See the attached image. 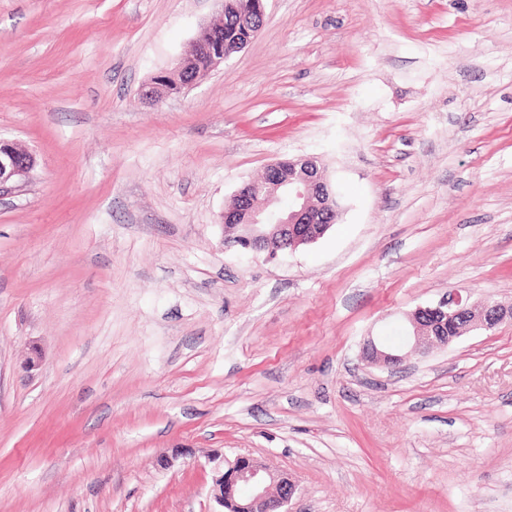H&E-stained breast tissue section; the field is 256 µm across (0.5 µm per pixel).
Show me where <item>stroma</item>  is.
Here are the masks:
<instances>
[{"label": "stroma", "mask_w": 512, "mask_h": 512, "mask_svg": "<svg viewBox=\"0 0 512 512\" xmlns=\"http://www.w3.org/2000/svg\"><path fill=\"white\" fill-rule=\"evenodd\" d=\"M221 15L0 0V137L37 157L0 197V512H218L214 454L288 472V512H512V322L361 358L448 290L512 303V0H267L145 103ZM296 157L335 224L226 248L237 188ZM246 4L253 7L250 13V19L246 20V23L241 21L238 13L227 11L224 12L223 30L219 25L214 24L203 27L199 35L186 45L181 56L176 60L173 66L162 72V74L150 84L151 86H149L148 89L143 90L142 99L149 103L154 102L158 98L159 93L163 90H165L167 95H172V85L179 87L180 93L191 88L224 63V59L229 55H224V51L231 50L233 43L237 40L244 42L247 38H251L252 34L254 37L259 32V29L257 30L258 32L253 31L263 25L264 16L262 17L257 12L255 0H247ZM251 39L244 44L240 43L241 46L237 51L245 48ZM224 41L228 44L226 48ZM200 54L209 56L211 60L205 56L196 58L193 68L199 71L191 75L193 60ZM210 65V69L206 70ZM179 74L180 80L173 81L170 79V77ZM401 349H392L379 345L369 337L363 345L362 357L371 365H379L389 369L400 366L408 357L407 354H400Z\"/></svg>", "instance_id": "1"}]
</instances>
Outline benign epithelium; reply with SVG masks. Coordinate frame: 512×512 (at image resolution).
Segmentation results:
<instances>
[{"mask_svg":"<svg viewBox=\"0 0 512 512\" xmlns=\"http://www.w3.org/2000/svg\"><path fill=\"white\" fill-rule=\"evenodd\" d=\"M210 57L208 70L191 72L198 55ZM224 30L207 25L184 48L173 66L162 72L142 92V99L154 102L159 93L172 94V87L184 91L207 77L224 63ZM37 161L32 152L16 142L0 139V196L23 190L32 181ZM288 195V208L277 203ZM336 192L315 161L288 160V178H283L280 162L267 166V177L243 184L234 203L224 209V246L239 247L252 253L274 257L295 251L320 239L335 223ZM512 322V304L505 306L450 290L434 304L419 307L407 316V342L415 355L426 354L437 346H448L474 329L492 330L502 322ZM363 359L389 369L400 366L407 354L379 345L368 338ZM215 467L213 497L227 512H288L286 506L297 491V484L284 472L250 456L223 460Z\"/></svg>","mask_w":512,"mask_h":512,"instance_id":"obj_1","label":"benign epithelium"}]
</instances>
